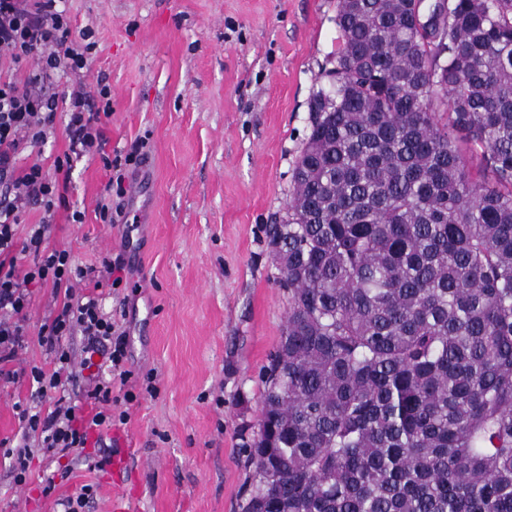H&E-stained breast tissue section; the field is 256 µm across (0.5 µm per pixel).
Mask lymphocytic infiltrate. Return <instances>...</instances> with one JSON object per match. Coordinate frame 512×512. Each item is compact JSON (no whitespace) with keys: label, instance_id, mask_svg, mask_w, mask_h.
I'll return each mask as SVG.
<instances>
[{"label":"lymphocytic infiltrate","instance_id":"obj_1","mask_svg":"<svg viewBox=\"0 0 512 512\" xmlns=\"http://www.w3.org/2000/svg\"><path fill=\"white\" fill-rule=\"evenodd\" d=\"M90 37V29H74L62 0H0V66L12 73L0 78V381L14 380L2 365L33 339L54 364L49 372L31 366L38 402L16 407L27 443L5 454L20 483L32 453L85 460L87 447L102 451L113 423L127 419L126 412L112 410V382L128 376L126 333L104 308L108 291L127 278L125 261L107 255L82 266L68 249L47 243L56 211L66 204L64 176L102 143L103 119L111 114L110 107L98 109L92 102L96 95L108 98V87L93 94L78 80L90 67ZM60 114L68 148L54 173L37 162L18 170L20 156L55 136ZM35 207L42 212L38 224L18 239L19 224ZM42 286L61 302L33 334L28 308L33 288ZM75 336L83 344L77 354L69 345ZM109 461L102 451L89 462L100 470Z\"/></svg>","mask_w":512,"mask_h":512}]
</instances>
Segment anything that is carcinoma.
Wrapping results in <instances>:
<instances>
[{
    "label": "carcinoma",
    "mask_w": 512,
    "mask_h": 512,
    "mask_svg": "<svg viewBox=\"0 0 512 512\" xmlns=\"http://www.w3.org/2000/svg\"><path fill=\"white\" fill-rule=\"evenodd\" d=\"M336 27L268 229L288 316L240 510L512 512V0Z\"/></svg>",
    "instance_id": "1"
}]
</instances>
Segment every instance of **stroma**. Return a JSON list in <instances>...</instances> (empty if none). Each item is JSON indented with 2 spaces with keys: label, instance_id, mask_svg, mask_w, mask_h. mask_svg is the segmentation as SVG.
Returning <instances> with one entry per match:
<instances>
[{
  "label": "stroma",
  "instance_id": "1",
  "mask_svg": "<svg viewBox=\"0 0 512 512\" xmlns=\"http://www.w3.org/2000/svg\"><path fill=\"white\" fill-rule=\"evenodd\" d=\"M96 46L82 81L110 89L103 150L125 166L114 224L96 211L110 174L99 155L75 162L50 246L81 265L123 256L130 281L106 308L127 332L130 375L114 385L112 453L122 474L75 466L44 493L57 461L34 455L25 484L0 456V512H55L93 482L90 512H239L244 442L257 429L262 371L276 350L288 295L275 280L267 227L288 212L308 102L328 86L337 0H64ZM83 211V223L69 220ZM46 363L31 343L0 389V440L19 442L14 405L35 392L25 370ZM132 402H124L125 393Z\"/></svg>",
  "mask_w": 512,
  "mask_h": 512
}]
</instances>
